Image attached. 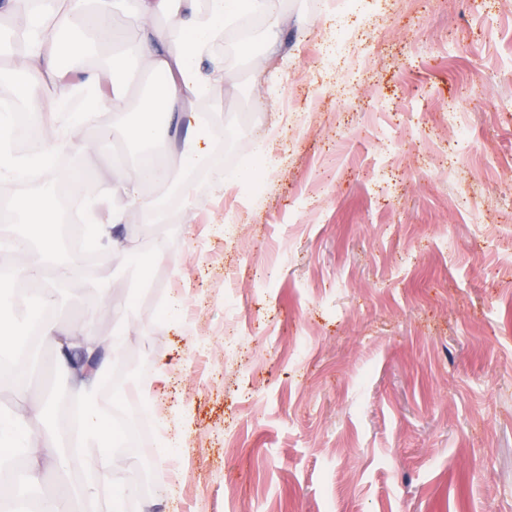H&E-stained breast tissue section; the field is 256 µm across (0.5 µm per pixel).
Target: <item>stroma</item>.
<instances>
[{
  "instance_id": "1",
  "label": "stroma",
  "mask_w": 512,
  "mask_h": 512,
  "mask_svg": "<svg viewBox=\"0 0 512 512\" xmlns=\"http://www.w3.org/2000/svg\"><path fill=\"white\" fill-rule=\"evenodd\" d=\"M281 8L256 60L223 40L200 62L230 75L203 119L212 138L239 133L233 154L206 142L172 219L128 210L121 250L70 281L42 339L55 365L83 316L120 336L100 353L112 370L151 344L145 449L86 442L71 480L99 465L108 480L69 512H512V0ZM340 24L348 42L321 56ZM131 73L120 111L98 113L109 137L86 129L93 148L70 152L107 204L148 84ZM260 138L273 164L253 181ZM395 138L404 150L385 151ZM132 462L155 489L124 495Z\"/></svg>"
}]
</instances>
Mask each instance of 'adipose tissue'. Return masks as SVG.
<instances>
[{
  "instance_id": "1",
  "label": "adipose tissue",
  "mask_w": 512,
  "mask_h": 512,
  "mask_svg": "<svg viewBox=\"0 0 512 512\" xmlns=\"http://www.w3.org/2000/svg\"><path fill=\"white\" fill-rule=\"evenodd\" d=\"M115 0H36V14L23 27L18 37L25 44L24 53L15 59L13 68L20 75V95L27 106L31 125L48 142L60 139L58 118L67 103L82 92H89L94 103L106 102L115 93L125 76L123 56L107 54L98 66H87L85 57L87 42L74 43L69 52L70 67H62L56 41L49 34L51 27L83 19L88 42L109 44L117 35L110 17ZM267 18L270 27H278L280 13L275 0H206L205 7H198L196 0H137L132 17L138 29L135 51L149 71L166 75L163 90L140 100L139 123L131 128L130 135L138 141L154 140L160 121L168 125L193 126L192 135L180 145V161L183 169L190 170L202 165L205 153L202 142L208 134L197 113L192 112L194 103L212 95L215 87L224 81V68L214 64L209 70H201L198 61L210 55L216 42L243 12ZM167 19V28H159L158 19ZM54 83L52 98H45L46 83ZM12 128L7 113H0V180L26 181L31 168L41 170L48 181L64 179L65 174L55 165L51 155L36 157L15 155L10 147ZM165 169H154L149 177L159 182L165 179ZM138 168L121 167L113 183V195L118 205L104 207L98 204L96 182L92 177L76 180L73 189L76 196L96 202L92 237L97 248H107L112 242L113 225L123 223L127 209L135 208L144 214L159 210L158 198L143 193L145 177ZM16 213L32 218L34 223L45 225L41 239L42 261L51 262L59 279L71 278L78 267L76 258H58L54 250L56 224L55 205L52 197L31 198L17 196L13 201ZM99 374H79L75 377L73 398L80 408L81 440L108 441L112 428L102 418L93 397Z\"/></svg>"
}]
</instances>
